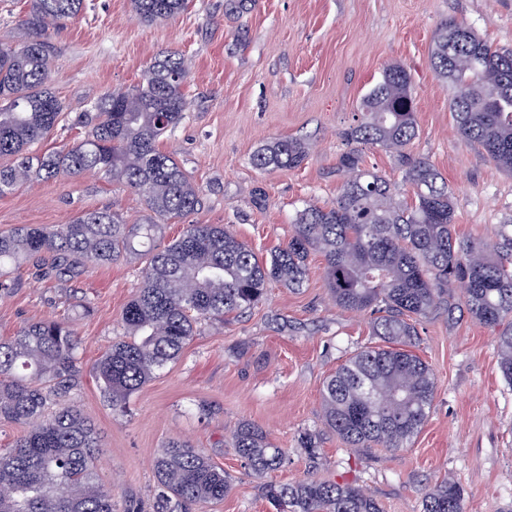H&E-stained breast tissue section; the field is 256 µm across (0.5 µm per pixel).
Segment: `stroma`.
I'll list each match as a JSON object with an SVG mask.
<instances>
[{"label": "stroma", "instance_id": "obj_1", "mask_svg": "<svg viewBox=\"0 0 512 512\" xmlns=\"http://www.w3.org/2000/svg\"><path fill=\"white\" fill-rule=\"evenodd\" d=\"M85 4L79 19L48 38L52 86L72 109L136 85L161 54L187 60L185 119L159 147L200 187L201 200L164 225V240L187 224H223L261 257L287 243L299 210L335 202L344 134L391 63L412 78L418 134L408 151L447 180L457 234L492 241L512 220V173L458 132L453 90L430 63L435 30L451 18L512 48V0H191L176 19L152 25L129 0ZM280 137L307 142V159L295 169H256L253 153ZM361 154L394 185L398 201H412L396 156L370 145ZM100 209L129 224L144 214L139 195L122 184L61 176L0 196V232L65 224ZM144 264L140 256L91 265L62 282L21 270L0 298V338L28 322L73 317L84 366L93 368L122 331ZM309 268L304 288L270 284L254 308L201 323L180 359L124 410L84 376L75 398L101 431L97 473L114 488L116 512L129 504L148 512L157 489L152 461L172 439L190 441L233 480L224 501L198 512H276L265 485L310 479L360 487L383 512H422L425 494L446 477L463 487L465 512H512V387L502 379L494 334L463 310L417 319L415 352L436 381L427 421L407 448L348 447L323 421V383L355 350L382 339L369 313L336 306L320 255H310ZM202 404L210 415L199 413ZM243 421L283 449L279 470L256 476L244 467L231 440ZM306 433L316 438L315 453L301 444Z\"/></svg>", "mask_w": 512, "mask_h": 512}]
</instances>
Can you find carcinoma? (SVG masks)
<instances>
[{"mask_svg":"<svg viewBox=\"0 0 512 512\" xmlns=\"http://www.w3.org/2000/svg\"><path fill=\"white\" fill-rule=\"evenodd\" d=\"M144 23L173 19L188 0H130ZM84 0H28L22 39L0 44V195L31 178L101 175L134 190L146 214L129 225L108 210L85 212L67 224H22L0 232V296L14 288L13 273L42 268L48 279L70 280L87 264L110 265L144 248L141 284L122 314V337L92 369L115 408H121L158 372L176 361L198 324L259 304L278 282L303 287L308 258L319 253L331 295L341 309L376 315L375 335L386 347L353 353L323 386V419L351 448H406L426 422L434 400L432 369L417 354L413 318L432 313L466 279L462 307L497 331L504 381L512 386V229L496 240L456 235L448 183L428 162L407 153L418 135L412 78L398 63L364 96L358 124L346 133L350 148L336 173L344 181L336 204L305 206L294 235L259 257L222 224H188L166 245L161 223L196 209L200 188L160 140L185 119L188 68L170 51L147 67L142 83L106 92L69 118L50 86V27L78 17ZM430 62L447 80L450 111L460 133L502 169L512 172V50L493 46L471 27L450 19L436 29ZM84 129L70 148L34 152L60 123ZM396 154L414 202L394 199L392 183L363 166L360 145ZM309 154L297 138H278L254 152L258 169H294ZM79 339L69 323L29 322L0 338V424L25 428L0 454V512H114L112 489L96 475L101 445L93 420L74 391L83 376ZM57 408L47 413L49 401ZM233 448L256 475L280 468L281 449L243 422ZM156 512H192L224 500L231 480L186 440H170L153 460ZM278 512H382L364 490L319 480L268 484ZM464 489L452 478L435 483L423 512H463Z\"/></svg>","mask_w":512,"mask_h":512,"instance_id":"carcinoma-1","label":"carcinoma"}]
</instances>
